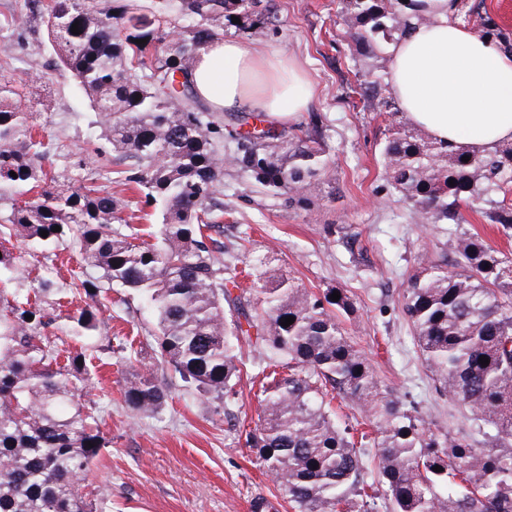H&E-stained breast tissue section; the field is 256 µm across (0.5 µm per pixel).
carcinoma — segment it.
<instances>
[{"label":"carcinoma","mask_w":512,"mask_h":512,"mask_svg":"<svg viewBox=\"0 0 512 512\" xmlns=\"http://www.w3.org/2000/svg\"><path fill=\"white\" fill-rule=\"evenodd\" d=\"M30 3L112 150L131 162L117 177L162 207L149 243L132 230L136 214L122 217L128 200L94 184L80 192L53 186L46 167L53 143L36 114L16 105L23 90L0 83V227L44 249L69 235L81 263L101 271L76 273L84 305L69 316L73 336H91L101 314L119 307L109 297L113 286L133 290L156 314L161 358L182 386L226 412L238 395L236 341L284 356L257 366L263 408L247 443L295 512H512V253L466 227L477 213L512 238V143L465 156L397 120L402 110L378 70L360 84L363 102L388 121L389 188L418 222L447 225L450 249L421 259L402 313L439 391L478 421L477 444L430 432L415 407L381 384L345 326L356 306L343 289L334 301L331 288L316 293L250 268L246 276L259 281L253 303L237 268L224 263V169L287 204L305 202L327 172L320 114L302 138L257 124L252 112L233 113L226 124L194 85L199 46L224 39L234 16L255 36L275 31L273 0ZM341 4L345 35L373 59L428 21L402 13L396 0ZM43 292L13 296L0 314V512H110L107 501L94 504L80 490L108 445L96 402L85 399L88 348L60 364L61 337L48 336L54 318ZM287 316L295 321L284 327ZM168 397L151 375L124 390V403L138 413L161 410ZM337 398L361 420L339 419Z\"/></svg>","instance_id":"1"}]
</instances>
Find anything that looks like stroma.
I'll return each mask as SVG.
<instances>
[{
	"mask_svg": "<svg viewBox=\"0 0 512 512\" xmlns=\"http://www.w3.org/2000/svg\"><path fill=\"white\" fill-rule=\"evenodd\" d=\"M25 0H0V13L15 14L17 24L0 27V81L31 84L25 110L39 112L44 135L56 147V183L72 191L88 181L108 185L114 154L88 98L69 75L60 73L51 49L29 55L25 44L46 31L33 19ZM280 32L260 38L261 46L294 58L314 84L310 112L322 115L331 172L309 203L285 205L233 171L224 173V207L232 223L247 229L250 240L232 249L234 264L270 256L271 266L294 277L307 290L344 289L356 305L353 340L369 359L377 379L396 397L412 404L437 433L476 431L465 407L439 391L416 346L401 305L408 277L421 257L442 247L447 237L437 224H417L401 197L387 187L382 155L385 120L352 93L367 60L345 38L337 14L339 0H276ZM41 83H32V75ZM346 227L364 247L355 252L326 225ZM20 253L19 271L8 274L10 293L24 294L50 281L55 290L72 287L79 256L71 239L54 247L55 258L26 249L16 237L0 235V251ZM122 303L112 320L101 324L91 346L109 339L131 341L140 353L128 364L119 357L95 361L90 387L99 407L100 428L111 443L88 475L89 498L108 496L112 512H249L262 496L277 512H292L274 477L255 449L245 443L261 412L259 388L249 375L237 386L234 414L238 429L215 415L214 401L182 390L155 359V317L139 297L112 290ZM139 373L169 382L170 399L155 414H140L122 400Z\"/></svg>",
	"mask_w": 512,
	"mask_h": 512,
	"instance_id": "stroma-1",
	"label": "stroma"
}]
</instances>
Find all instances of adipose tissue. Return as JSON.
Masks as SVG:
<instances>
[{
    "label": "adipose tissue",
    "instance_id": "obj_1",
    "mask_svg": "<svg viewBox=\"0 0 512 512\" xmlns=\"http://www.w3.org/2000/svg\"><path fill=\"white\" fill-rule=\"evenodd\" d=\"M429 24L390 45L387 81L409 122L457 150L512 143V54L460 24L454 0H402ZM194 81L219 112H260L283 124L313 98L306 73L280 50L227 38L201 47Z\"/></svg>",
    "mask_w": 512,
    "mask_h": 512
}]
</instances>
